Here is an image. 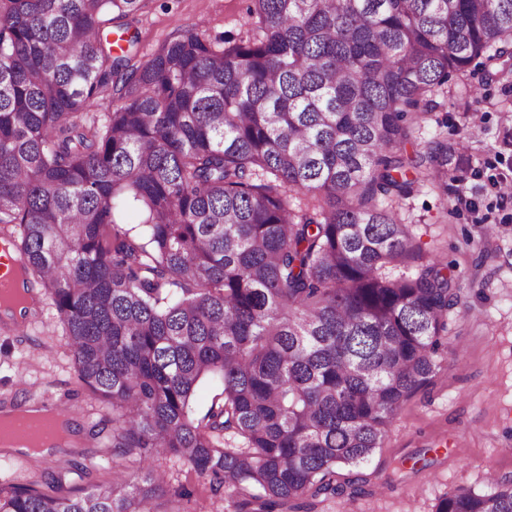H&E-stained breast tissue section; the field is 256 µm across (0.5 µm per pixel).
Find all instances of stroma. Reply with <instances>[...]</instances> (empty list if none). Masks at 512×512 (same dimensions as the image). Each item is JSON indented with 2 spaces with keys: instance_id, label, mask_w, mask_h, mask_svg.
<instances>
[{
  "instance_id": "1",
  "label": "stroma",
  "mask_w": 512,
  "mask_h": 512,
  "mask_svg": "<svg viewBox=\"0 0 512 512\" xmlns=\"http://www.w3.org/2000/svg\"><path fill=\"white\" fill-rule=\"evenodd\" d=\"M251 0H147L130 16L139 35V63L179 31L196 26L211 38L246 39L256 32ZM413 148L437 138L448 141V198L428 187L404 200L402 213L426 251L455 274L460 303L448 317V342L459 347L432 384L406 402L383 446L363 467L338 468L339 477L361 475L368 483L352 497L317 500L311 512H435L458 487L484 488L488 472L512 478V201L488 190L490 177L512 168V76L486 84L478 67L452 76ZM476 212H469V205ZM498 220L488 237L476 213ZM15 406L48 399L71 408L79 447L31 461L0 450V481L48 475L68 464L87 468L70 485L89 491L124 476L143 475L136 454L115 455L100 447L98 424L112 411L85 390L72 362L63 326L51 305L27 329L0 321V396ZM168 492L159 512H238L227 492H213L192 465L158 456Z\"/></svg>"
}]
</instances>
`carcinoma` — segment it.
<instances>
[{
    "label": "carcinoma",
    "mask_w": 512,
    "mask_h": 512,
    "mask_svg": "<svg viewBox=\"0 0 512 512\" xmlns=\"http://www.w3.org/2000/svg\"><path fill=\"white\" fill-rule=\"evenodd\" d=\"M145 2L0 0V313L51 302L112 407L105 444L147 470L80 495L0 482V512H156L159 454L298 512L353 489L336 469L453 354L457 283L400 215L448 193V143L406 145L451 74H512V0H254L258 36L196 27L139 65L121 20ZM436 512H512V480ZM222 390V381L219 378H207L199 386L196 393L193 409L197 416H202L207 411L213 397Z\"/></svg>",
    "instance_id": "carcinoma-1"
}]
</instances>
